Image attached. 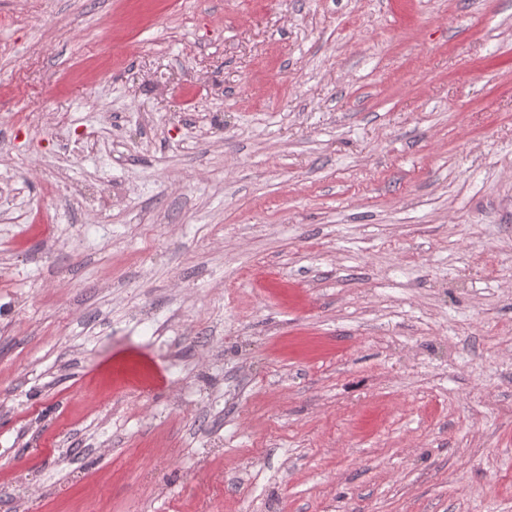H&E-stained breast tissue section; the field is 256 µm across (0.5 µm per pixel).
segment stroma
<instances>
[{
  "label": "stroma",
  "mask_w": 512,
  "mask_h": 512,
  "mask_svg": "<svg viewBox=\"0 0 512 512\" xmlns=\"http://www.w3.org/2000/svg\"><path fill=\"white\" fill-rule=\"evenodd\" d=\"M0 42V512H512V0Z\"/></svg>",
  "instance_id": "35a3bbf8"
}]
</instances>
